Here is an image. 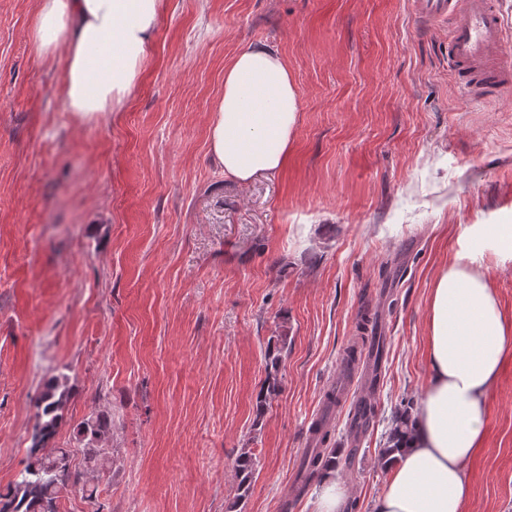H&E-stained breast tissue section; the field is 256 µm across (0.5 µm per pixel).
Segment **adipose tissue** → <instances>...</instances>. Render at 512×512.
Here are the masks:
<instances>
[{"label": "adipose tissue", "instance_id": "1", "mask_svg": "<svg viewBox=\"0 0 512 512\" xmlns=\"http://www.w3.org/2000/svg\"><path fill=\"white\" fill-rule=\"evenodd\" d=\"M159 7L160 0H38L31 38L42 56L65 53L66 111L90 120L121 105ZM298 111L278 53L263 45L239 53L224 70L209 127L225 176L247 184L283 168ZM426 355L431 377L374 512H468V465L484 444L486 398L512 359V317L481 266L458 256L437 275L427 299Z\"/></svg>", "mask_w": 512, "mask_h": 512}]
</instances>
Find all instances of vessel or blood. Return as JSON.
Instances as JSON below:
<instances>
[{
  "label": "vessel or blood",
  "mask_w": 512,
  "mask_h": 512,
  "mask_svg": "<svg viewBox=\"0 0 512 512\" xmlns=\"http://www.w3.org/2000/svg\"><path fill=\"white\" fill-rule=\"evenodd\" d=\"M414 7L425 18H452L448 57L465 90L493 96L512 84V59L499 50L502 19L492 0H414ZM369 359L360 339H352L336 378L337 404L350 402L355 412L364 410L365 400L350 399L349 391L355 371Z\"/></svg>",
  "instance_id": "b4317fda"
}]
</instances>
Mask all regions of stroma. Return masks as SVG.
Returning <instances> with one entry per match:
<instances>
[{
    "instance_id": "35a3bbf8",
    "label": "stroma",
    "mask_w": 512,
    "mask_h": 512,
    "mask_svg": "<svg viewBox=\"0 0 512 512\" xmlns=\"http://www.w3.org/2000/svg\"><path fill=\"white\" fill-rule=\"evenodd\" d=\"M38 0H0V487L31 444L43 381L73 386L53 444L107 411L110 473L60 512H318L294 478L363 309L385 357L375 417L327 418L347 512H372L392 412L431 370L426 304L459 252L512 315V89L475 99L448 61L451 21L412 0H161L120 109L63 107V54L29 37ZM277 51L299 95L287 165L242 185L208 135L224 68ZM281 390L257 415L269 350ZM470 512H512V362L486 399ZM256 457L237 505L235 459Z\"/></svg>"
}]
</instances>
